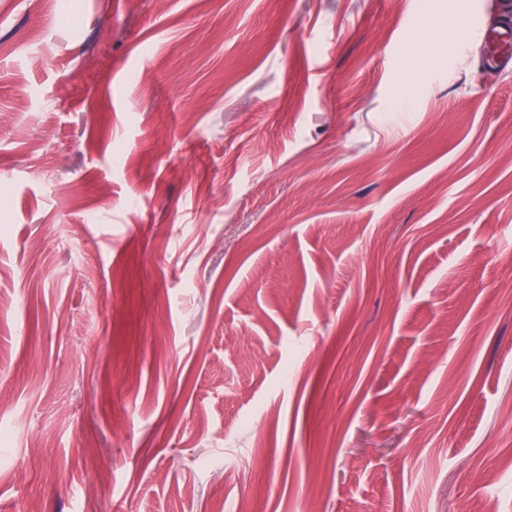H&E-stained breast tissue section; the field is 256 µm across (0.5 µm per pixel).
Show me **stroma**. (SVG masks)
I'll list each match as a JSON object with an SVG mask.
<instances>
[{
  "label": "stroma",
  "instance_id": "obj_1",
  "mask_svg": "<svg viewBox=\"0 0 512 512\" xmlns=\"http://www.w3.org/2000/svg\"><path fill=\"white\" fill-rule=\"evenodd\" d=\"M512 0H0V512H512ZM471 34L478 35L488 46V60L497 62L510 57L509 51L512 45V22L509 20L495 32H484L480 29L474 30Z\"/></svg>",
  "mask_w": 512,
  "mask_h": 512
}]
</instances>
